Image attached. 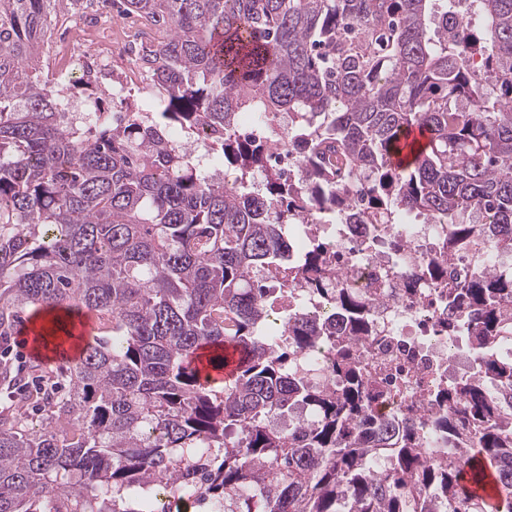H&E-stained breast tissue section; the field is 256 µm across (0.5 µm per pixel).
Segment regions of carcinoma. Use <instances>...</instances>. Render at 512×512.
I'll use <instances>...</instances> for the list:
<instances>
[{
	"label": "carcinoma",
	"instance_id": "obj_1",
	"mask_svg": "<svg viewBox=\"0 0 512 512\" xmlns=\"http://www.w3.org/2000/svg\"><path fill=\"white\" fill-rule=\"evenodd\" d=\"M50 3L0 0V335L28 308L93 314L97 335L67 392L29 397L47 406L39 429L0 420V512H159L149 485L182 512L205 468L224 512H488L468 488L488 468L495 512H512V263L480 269L512 252V0H475L459 41L440 0H122L160 34L141 58L156 108L92 124L65 121L68 103L25 75ZM252 113L286 138L292 177L240 132ZM413 128L427 142L393 161ZM201 129L232 184L188 152ZM412 213L447 225L442 248L479 266L439 318L475 336L478 368L433 394L448 441L465 436L443 465L411 413L362 442L368 379L345 354L341 389L313 373L336 323L270 319L298 290L362 337L370 306L332 276V244L314 237L295 259L288 225ZM419 273L438 285L448 266ZM228 343L243 356L218 380ZM300 406L311 423L287 424ZM381 451L395 465L375 475Z\"/></svg>",
	"mask_w": 512,
	"mask_h": 512
}]
</instances>
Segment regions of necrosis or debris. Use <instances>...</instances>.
<instances>
[{
	"instance_id": "obj_1",
	"label": "necrosis or debris",
	"mask_w": 512,
	"mask_h": 512,
	"mask_svg": "<svg viewBox=\"0 0 512 512\" xmlns=\"http://www.w3.org/2000/svg\"><path fill=\"white\" fill-rule=\"evenodd\" d=\"M131 42L130 24L106 30L96 21L74 16L66 36L54 46V72L73 75L81 82L95 78L111 70L115 47L122 44L126 47L124 76L129 81L138 79L142 70ZM320 232L336 246V267L342 281L370 302L375 330L353 343L352 354L369 380L376 414L393 417L404 407L414 406L424 424L425 455L434 462L445 461L448 439L431 427L439 409L432 405L429 394L435 384L475 376L476 368L462 338L448 339L437 324L440 289L425 281H415L414 291L405 288L408 280H415L417 263L437 254L442 225L422 218L414 224L387 227L386 236L403 243L393 256L384 253L373 235L356 224H324Z\"/></svg>"
}]
</instances>
